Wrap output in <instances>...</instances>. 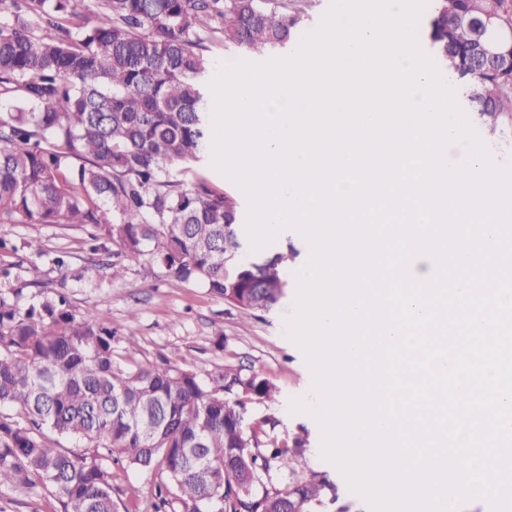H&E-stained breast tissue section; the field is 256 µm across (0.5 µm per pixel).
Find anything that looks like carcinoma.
I'll return each mask as SVG.
<instances>
[{
	"mask_svg": "<svg viewBox=\"0 0 512 512\" xmlns=\"http://www.w3.org/2000/svg\"><path fill=\"white\" fill-rule=\"evenodd\" d=\"M503 0H436L431 39L456 77L496 91L485 127L512 129V81L466 66L484 14ZM0 0V224H77L176 280L246 314L287 285L279 251L237 258L236 195L201 175L172 174L213 157L204 78L207 44L254 53L288 45L301 11L278 0ZM452 30L444 47L437 25ZM277 387L231 367L209 379L188 362L117 360L114 333L77 316L64 294L22 308L0 294V486L39 481L62 512H117L112 463L158 476L155 512H309L326 482L293 470L307 441L272 435L247 404ZM83 449L75 453L59 439Z\"/></svg>",
	"mask_w": 512,
	"mask_h": 512,
	"instance_id": "carcinoma-1",
	"label": "carcinoma"
}]
</instances>
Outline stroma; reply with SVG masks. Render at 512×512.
Wrapping results in <instances>:
<instances>
[{
  "instance_id": "stroma-1",
  "label": "stroma",
  "mask_w": 512,
  "mask_h": 512,
  "mask_svg": "<svg viewBox=\"0 0 512 512\" xmlns=\"http://www.w3.org/2000/svg\"><path fill=\"white\" fill-rule=\"evenodd\" d=\"M0 292L17 291L19 305L65 281L75 314L95 317L116 333V347L124 359L141 363L168 360L176 365L189 360L201 377L231 365L255 371L272 380L278 400L271 411L278 420L277 437L307 436L309 444L293 471L274 470L265 489L288 481L290 475L319 472L331 485L311 512H371L368 502L354 492L344 475L321 455V428L309 414L290 410L292 399L310 397L313 374L301 348L285 334L297 290L287 285L268 311L252 315L225 303L199 285L180 282L146 260L126 262V273L111 278L109 266L122 259L118 244L92 240L88 228L61 224H0ZM64 259L67 274L56 261ZM123 260V259H122ZM114 498L118 507L135 506L136 512H154L153 474L113 466ZM138 490L129 499V487ZM0 512H60L58 502L35 485L0 488Z\"/></svg>"
}]
</instances>
